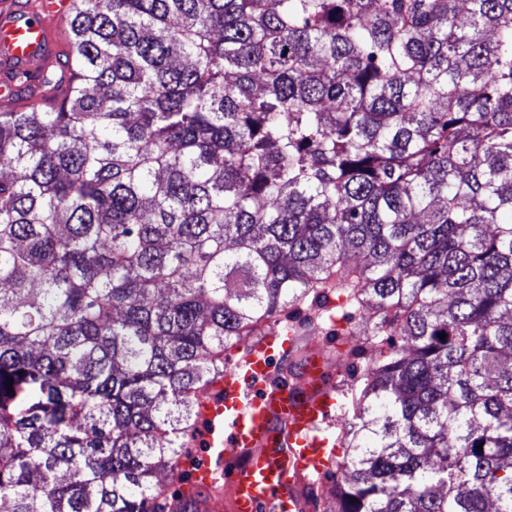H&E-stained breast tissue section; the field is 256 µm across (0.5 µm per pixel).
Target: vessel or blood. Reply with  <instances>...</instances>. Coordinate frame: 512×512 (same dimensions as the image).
<instances>
[{
    "mask_svg": "<svg viewBox=\"0 0 512 512\" xmlns=\"http://www.w3.org/2000/svg\"><path fill=\"white\" fill-rule=\"evenodd\" d=\"M70 8L71 0L0 6L1 97L44 96L42 71L61 51L55 26ZM18 74L25 78L19 86ZM297 344L295 332L272 330L202 397L203 450L182 463L185 512H314L325 456L336 444V391L317 350L301 358L300 381L277 379L276 361Z\"/></svg>",
    "mask_w": 512,
    "mask_h": 512,
    "instance_id": "b4317fda",
    "label": "vessel or blood"
}]
</instances>
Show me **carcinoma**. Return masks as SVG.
Segmentation results:
<instances>
[{"label":"carcinoma","mask_w":512,"mask_h":512,"mask_svg":"<svg viewBox=\"0 0 512 512\" xmlns=\"http://www.w3.org/2000/svg\"><path fill=\"white\" fill-rule=\"evenodd\" d=\"M66 30V94L0 112L8 512H183L157 473L224 351L331 294L346 356L390 342L339 363L325 512H512V0H74Z\"/></svg>","instance_id":"carcinoma-1"}]
</instances>
